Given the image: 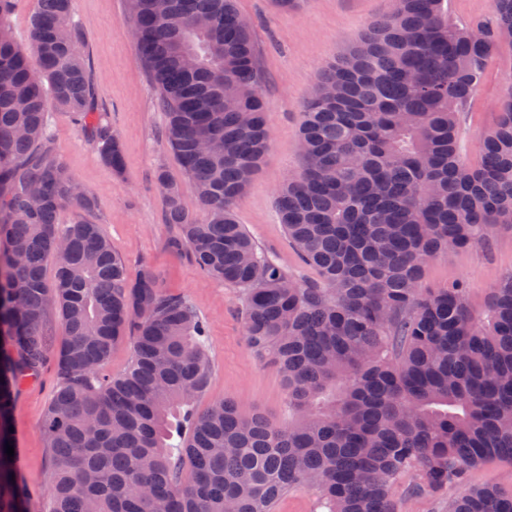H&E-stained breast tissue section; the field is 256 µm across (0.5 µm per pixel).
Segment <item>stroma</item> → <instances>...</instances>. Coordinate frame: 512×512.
<instances>
[{
	"label": "stroma",
	"instance_id": "35a3bbf8",
	"mask_svg": "<svg viewBox=\"0 0 512 512\" xmlns=\"http://www.w3.org/2000/svg\"><path fill=\"white\" fill-rule=\"evenodd\" d=\"M235 4L252 27L272 132L271 148L236 208V219L290 272L315 280L317 269L304 264L288 243L277 216L276 191L301 170L298 134L303 105L322 66L381 16L389 0H302L288 11L276 8L273 0H235ZM73 13L89 60L94 100L109 114L124 164L121 172L112 171L71 113L50 112L46 148L66 163L94 200L93 209L83 214L74 207L64 208L61 223L85 215L99 225L129 275L149 265L164 288L192 301L207 325L212 363L200 407L231 396L241 401L244 411H259L278 424H287L288 403L276 367L257 356L245 341L241 294L206 279L187 254L169 246L174 228L164 221L156 172L166 170L191 209L196 206L195 190L165 139L166 116L156 105L155 86L129 36L126 0H73ZM511 86L512 50L507 48L483 76L471 111L460 115L459 142L467 160H477L483 135L494 121L493 106ZM511 273L512 224H499L486 241L429 259L423 285L440 288L465 281L471 305L479 312L491 288ZM57 385L53 366L45 365L36 380L20 387L14 400L17 468L31 493L29 512H44L47 503L51 462L42 422Z\"/></svg>",
	"mask_w": 512,
	"mask_h": 512
}]
</instances>
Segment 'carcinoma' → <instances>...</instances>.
<instances>
[{
  "mask_svg": "<svg viewBox=\"0 0 512 512\" xmlns=\"http://www.w3.org/2000/svg\"><path fill=\"white\" fill-rule=\"evenodd\" d=\"M36 2L33 62L8 23L14 0H0V512H28L5 445L15 393L51 349L53 311L65 336L42 424L46 512H275L304 488L320 512H397L404 479L439 494L482 463L512 461V274L481 317L465 282L422 285L432 256L512 224V92L477 163L458 138L482 76L512 48V0L458 23L447 0H391L325 66L304 105L302 173L276 192L317 280L288 273L234 219L271 141L248 20L234 0H127L165 138L196 191L194 212L157 170L172 245L240 290L247 345L283 380L286 425L231 397L199 408L211 363L192 302L147 265L130 279L99 225L59 222L94 201L43 149L52 108L72 113L113 169L122 155L94 102L72 0ZM127 338L132 359L113 377L105 366ZM449 512H512V489L464 491Z\"/></svg>",
  "mask_w": 512,
  "mask_h": 512,
  "instance_id": "obj_1",
  "label": "carcinoma"
}]
</instances>
